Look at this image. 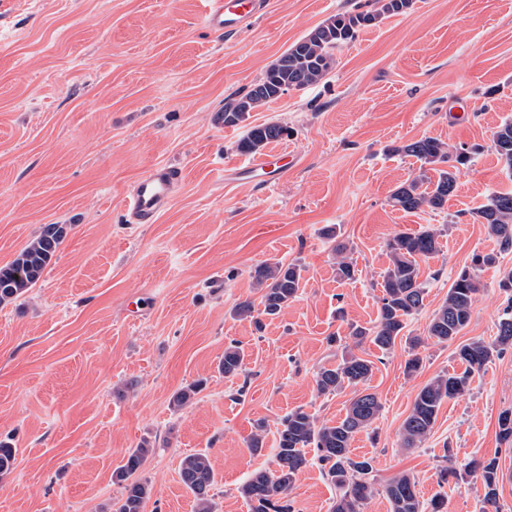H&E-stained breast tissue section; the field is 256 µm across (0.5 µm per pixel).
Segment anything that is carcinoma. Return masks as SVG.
Returning a JSON list of instances; mask_svg holds the SVG:
<instances>
[{
    "mask_svg": "<svg viewBox=\"0 0 512 512\" xmlns=\"http://www.w3.org/2000/svg\"><path fill=\"white\" fill-rule=\"evenodd\" d=\"M379 8L370 11L337 14L293 43L266 71L265 76L243 96L231 98L219 113V121L230 127H240L255 108L277 100L285 90L304 88L319 82L332 68L334 50L354 40L357 33L374 25L385 14L404 13L413 0H378ZM287 129L278 123L252 126L239 140L241 153H253L265 144L280 139ZM491 149L497 158L512 169V121L502 123L493 133ZM399 151L421 162L420 173L400 185L390 196L393 206L404 212L428 208H444L457 187L458 166L470 162V151L460 148L451 154L448 146L431 137H421L401 147ZM446 168L441 169L439 165ZM476 217L486 224L498 242V252L472 256L469 267L460 271L448 288V295L434 312L427 337L438 342H450L469 324L474 295L478 291L476 272L494 265L497 253L512 251V193H495L476 211ZM440 231L423 228L416 232L401 231L387 243L390 262L382 275V297L376 323L370 327L354 326L350 336L360 344L370 339L384 353L391 351L397 338H405L408 358L407 374L417 372L422 364L418 349L424 339L405 336L407 319L424 305L425 285L420 280V263L438 251ZM66 236L63 224H48L41 235L26 246L10 263L0 266V304L19 299L41 278ZM255 282L261 290L260 304L245 301L234 310L237 317L254 314L273 316L293 300L302 280L301 266L280 261L256 267ZM507 294L508 304L498 322V332L490 345L473 341L457 347V357L465 364L461 373H444L425 384L416 394L411 411L402 423V446L418 448L429 437L442 403L469 391L471 376L490 359L492 353L512 346V271L499 281ZM245 354L236 344L224 348L219 368L226 377L242 371ZM373 362L349 353L334 366H322L316 373V386L322 393H332L345 386L357 387L367 382ZM382 404L376 393L364 388L349 401L344 417L334 424H319L301 408L289 411L281 421L277 469L257 470L241 487L249 501L251 512H294L289 493L296 474L306 466L305 449L316 450V457L326 478L336 487L338 495L333 512H360L363 503L383 492L391 512H425L420 501L414 476L402 473L383 489L370 479L372 466L367 459L351 457L354 436L368 428L378 417ZM153 446L145 441L131 450L124 464L113 472L122 485L123 493L113 504L114 512H143L149 496L147 482L140 470L152 453ZM16 449L0 441V479L13 470ZM472 472L479 473L485 489L484 502L496 507L499 485V461L493 457L475 462ZM183 484L194 495L198 512H213L211 490L215 473L209 455L197 452L186 456L180 464Z\"/></svg>",
    "mask_w": 512,
    "mask_h": 512,
    "instance_id": "1",
    "label": "carcinoma"
}]
</instances>
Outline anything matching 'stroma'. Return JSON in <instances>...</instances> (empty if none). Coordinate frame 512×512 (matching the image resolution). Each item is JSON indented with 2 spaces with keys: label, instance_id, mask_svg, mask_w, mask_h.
<instances>
[{
  "label": "stroma",
  "instance_id": "stroma-1",
  "mask_svg": "<svg viewBox=\"0 0 512 512\" xmlns=\"http://www.w3.org/2000/svg\"><path fill=\"white\" fill-rule=\"evenodd\" d=\"M374 6L268 0L245 31L217 35L200 0H0V266L45 225L67 227L40 280L0 304V440L16 450L0 512H112L122 493L112 473L144 441L154 447L141 470L151 487L144 512H194L179 467L200 451L215 472V512H249L241 487L276 470L281 419L296 408L329 424L343 418L353 388L323 394L315 377L347 353L374 363L367 385L382 410L351 448L370 460L377 487L409 473L421 501L484 512L482 481L464 469L495 457L497 510L512 512V445L498 435L500 413L512 410V348L442 403L421 447L401 440L419 389L464 371L457 346L495 339L512 252L479 272L469 324L454 341L427 339L414 375L404 372L405 344L385 355L350 336L351 325L377 319L395 233L441 232L421 264L426 294L410 336H425L473 254L497 251L473 211L512 192V172L491 149L512 121V0H414L382 16L336 51L323 80L251 112V124L287 129L267 146L294 158L280 179L268 188L224 180L250 160L237 149L243 128L216 120L228 98L329 17ZM422 137L480 151L443 210L407 213L390 196L420 163L398 148ZM161 164L182 168L181 189L156 223H126L129 187ZM331 224L333 241L322 234ZM343 255L354 280L336 276ZM276 261L301 266L297 298L258 322L234 316L260 300L255 268ZM232 341L245 361L227 378L218 364ZM197 381L193 401L174 409V394ZM306 458L294 510L332 512L336 489L315 452ZM446 466L459 476L443 483Z\"/></svg>",
  "mask_w": 512,
  "mask_h": 512
}]
</instances>
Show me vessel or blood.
Returning a JSON list of instances; mask_svg holds the SVG:
<instances>
[{
	"label": "vessel or blood",
	"instance_id": "b4317fda",
	"mask_svg": "<svg viewBox=\"0 0 512 512\" xmlns=\"http://www.w3.org/2000/svg\"><path fill=\"white\" fill-rule=\"evenodd\" d=\"M203 19L216 34L241 32L264 12L266 0H203ZM288 157L282 153L261 156L246 165L233 167L239 177L271 185L286 171ZM183 180L182 171L171 165H157L145 172L129 192L126 218L131 224L154 223L169 205Z\"/></svg>",
	"mask_w": 512,
	"mask_h": 512
}]
</instances>
